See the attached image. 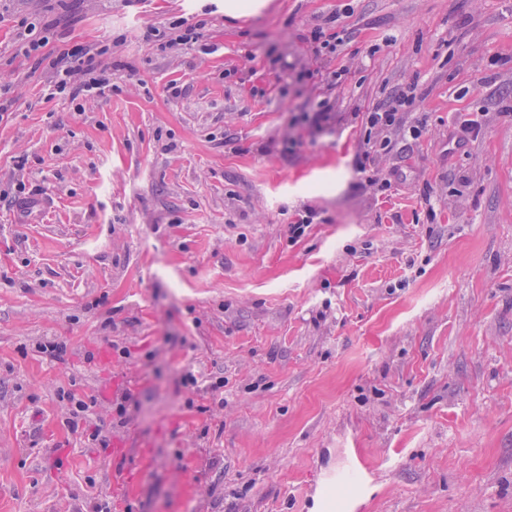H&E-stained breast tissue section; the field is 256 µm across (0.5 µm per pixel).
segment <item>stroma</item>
<instances>
[{
    "instance_id": "1",
    "label": "stroma",
    "mask_w": 512,
    "mask_h": 512,
    "mask_svg": "<svg viewBox=\"0 0 512 512\" xmlns=\"http://www.w3.org/2000/svg\"><path fill=\"white\" fill-rule=\"evenodd\" d=\"M179 21L197 42L147 41ZM75 44L111 47L79 112L47 94ZM413 81L427 128L385 192L359 124L267 149ZM0 96V512H336L309 495L351 448L378 467L360 512H512V0H0ZM317 112H310V115H306L303 119L308 124L309 132L311 134L315 132H323L328 129L331 125L336 124V113L330 112L331 107L326 101L318 104Z\"/></svg>"
}]
</instances>
